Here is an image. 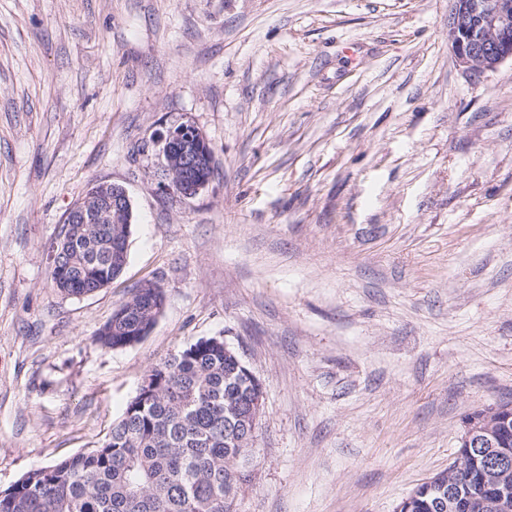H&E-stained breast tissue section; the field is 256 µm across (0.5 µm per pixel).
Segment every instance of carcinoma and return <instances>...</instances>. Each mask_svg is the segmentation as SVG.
I'll return each instance as SVG.
<instances>
[{
  "instance_id": "cac0c4a2",
  "label": "carcinoma",
  "mask_w": 512,
  "mask_h": 512,
  "mask_svg": "<svg viewBox=\"0 0 512 512\" xmlns=\"http://www.w3.org/2000/svg\"><path fill=\"white\" fill-rule=\"evenodd\" d=\"M50 280L68 296L108 285L127 263V234L104 208L95 224H72ZM164 292L138 288L95 341L111 349L144 339ZM146 386L95 448L33 469L0 492V512H235L252 449L234 442L258 394L259 377L221 336L199 338L145 375ZM456 487L448 499V485ZM512 469L491 473L485 457L443 470L400 504L401 512H498Z\"/></svg>"
}]
</instances>
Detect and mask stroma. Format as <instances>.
I'll use <instances>...</instances> for the list:
<instances>
[{"label":"stroma","mask_w":512,"mask_h":512,"mask_svg":"<svg viewBox=\"0 0 512 512\" xmlns=\"http://www.w3.org/2000/svg\"><path fill=\"white\" fill-rule=\"evenodd\" d=\"M448 0H0V491L97 445L148 371L220 336L260 377L237 512H395L512 402V61ZM191 120L196 198L142 144ZM128 260L68 297L48 248L96 184ZM151 333L95 334L144 281ZM448 43L474 77L512 60L511 0H450Z\"/></svg>","instance_id":"stroma-1"}]
</instances>
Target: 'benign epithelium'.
Segmentation results:
<instances>
[{
	"label": "benign epithelium",
	"instance_id": "1",
	"mask_svg": "<svg viewBox=\"0 0 512 512\" xmlns=\"http://www.w3.org/2000/svg\"><path fill=\"white\" fill-rule=\"evenodd\" d=\"M447 37L457 65L475 77L512 60V0H450ZM145 149L155 157L161 194L175 192L192 199L211 183L210 178L199 175V169L203 161L214 165V151L194 123L163 126L145 141ZM109 202L115 218H131L132 206L124 188L112 186ZM96 220V210L87 205L68 213L70 224H92ZM511 420L510 403L490 407L480 418L467 422L455 468L464 469L467 459L480 449L497 447L500 433Z\"/></svg>",
	"mask_w": 512,
	"mask_h": 512
}]
</instances>
